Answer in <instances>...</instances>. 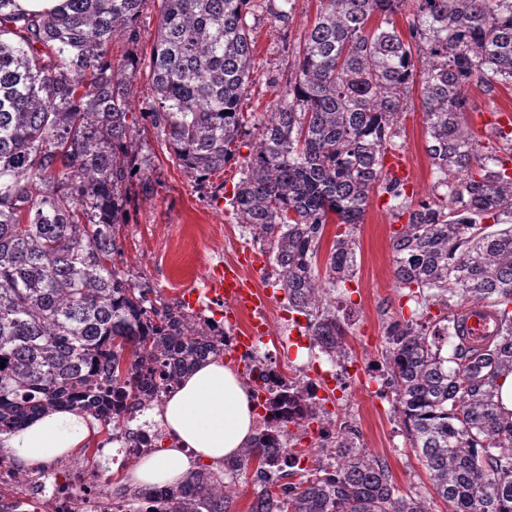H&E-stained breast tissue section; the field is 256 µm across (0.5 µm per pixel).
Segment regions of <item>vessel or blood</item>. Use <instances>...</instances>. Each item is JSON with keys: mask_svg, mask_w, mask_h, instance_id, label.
<instances>
[{"mask_svg": "<svg viewBox=\"0 0 512 512\" xmlns=\"http://www.w3.org/2000/svg\"><path fill=\"white\" fill-rule=\"evenodd\" d=\"M258 259L250 252H242L237 259L225 263L209 277L205 289L189 288L183 294L188 304H196L200 296L224 299L226 316L235 319L242 313L251 314L254 318L250 331L240 338L242 347H250L264 333L265 323L262 319L264 309L271 303L272 296L259 289L253 278L249 276V268L255 267ZM467 328L472 341H479L491 330L492 317L487 308L468 307L465 310Z\"/></svg>", "mask_w": 512, "mask_h": 512, "instance_id": "b4317fda", "label": "vessel or blood"}]
</instances>
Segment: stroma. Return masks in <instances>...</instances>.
<instances>
[{
    "mask_svg": "<svg viewBox=\"0 0 512 512\" xmlns=\"http://www.w3.org/2000/svg\"><path fill=\"white\" fill-rule=\"evenodd\" d=\"M273 0H255L248 21L254 45L252 84L242 105L246 126L271 111L288 83V50L303 40L311 28L319 0H297L293 18L283 24L272 16ZM471 107L465 124L480 144L496 143L492 128H481L485 112L512 109V89L500 88L495 96L471 90ZM395 143L409 165L408 187L414 201L434 196L435 173L427 156L421 105L403 114ZM137 151L149 177V192L133 193L126 224L120 229V269L130 271L135 283L150 289L161 305H178L182 291L202 286L217 264L234 259L243 250L259 255L261 264L253 276L274 300L268 310L270 333L282 335L288 302L277 289L275 267L263 242L249 225L240 223L229 200L241 173L240 160H232L222 172L199 178L175 161L165 136L151 129L139 135ZM393 215L386 196H371L356 238L357 266L350 287L351 298H337L340 316L351 324L346 366L354 374L347 380L342 399L333 404L339 422L356 429L363 450L386 458L400 493L421 497L430 512H446L434 497L427 472L396 421L392 407L381 395V384L366 380L364 368L380 366L385 352V332L404 304L394 286L391 234Z\"/></svg>",
    "mask_w": 512,
    "mask_h": 512,
    "instance_id": "obj_1",
    "label": "stroma"
}]
</instances>
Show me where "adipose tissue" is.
<instances>
[{
	"label": "adipose tissue",
	"instance_id": "adipose-tissue-1",
	"mask_svg": "<svg viewBox=\"0 0 512 512\" xmlns=\"http://www.w3.org/2000/svg\"><path fill=\"white\" fill-rule=\"evenodd\" d=\"M250 389L222 361H206L186 375L151 411L152 420L176 441L152 450L125 479L141 488L175 486L203 464L221 465L255 432ZM99 426L89 414L56 410L0 435V458L26 468L73 455L92 443Z\"/></svg>",
	"mask_w": 512,
	"mask_h": 512
}]
</instances>
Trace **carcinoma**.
<instances>
[{"label":"carcinoma","instance_id":"obj_1","mask_svg":"<svg viewBox=\"0 0 512 512\" xmlns=\"http://www.w3.org/2000/svg\"><path fill=\"white\" fill-rule=\"evenodd\" d=\"M412 2L403 40L395 16ZM0 0V433L46 410L76 409L112 429L116 408L175 387L207 352L206 326L158 307L118 267V236L140 176L136 136L162 131L180 167L210 176L243 144L251 84V0H65L27 14ZM157 8L147 81L155 106L130 111L140 41ZM382 21L368 28L372 17ZM288 85L257 119L231 198L276 266L288 307L307 317L323 354L347 357L348 323L331 294L355 276V229L380 191L406 223L391 239L395 287L415 303L386 332L384 395L448 512H512V420L494 401L512 372V132L488 153L468 134L469 90L512 85V0H320L292 52ZM426 152L442 193L412 203L386 169L415 90ZM337 232L317 268L330 216ZM488 307L495 333L465 334L461 310ZM437 306V314L431 308ZM271 435L224 459L255 468L251 512H428L404 497L387 461L336 434V476L296 474ZM207 469L175 487L137 491L148 512H228L203 488Z\"/></svg>","mask_w":512,"mask_h":512}]
</instances>
